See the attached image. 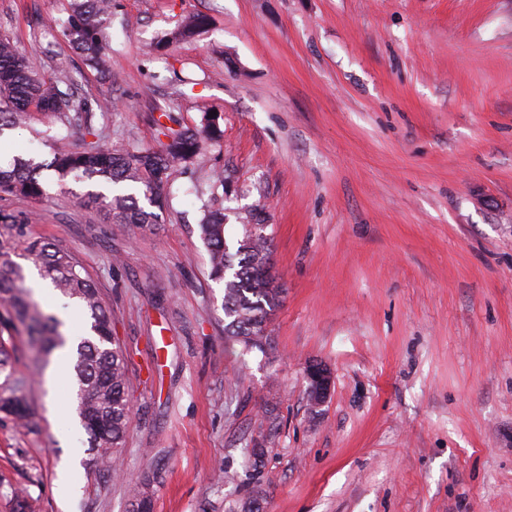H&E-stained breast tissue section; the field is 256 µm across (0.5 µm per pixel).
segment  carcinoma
<instances>
[{
    "label": "carcinoma",
    "mask_w": 512,
    "mask_h": 512,
    "mask_svg": "<svg viewBox=\"0 0 512 512\" xmlns=\"http://www.w3.org/2000/svg\"><path fill=\"white\" fill-rule=\"evenodd\" d=\"M112 0H69L67 17L54 20L55 27L80 52L87 66L104 79H112L109 57ZM210 25V18L193 12L171 31L165 43L191 38ZM61 77L45 72L36 60L23 54L17 43L0 35V136L20 126L30 127L41 117L52 118L64 127L85 114L108 104L101 100L76 98L60 88ZM167 142L159 148L123 150L94 130V140L77 148L60 138L49 161L15 157L0 166V195L43 199L47 196L41 172L51 170L60 187L69 179L94 180L107 187L120 183L142 190L153 207L162 208L163 190L173 173L191 163L200 153L203 140L221 136L219 115L202 114L197 129L156 122ZM224 177L195 186L202 201L200 230L207 245L210 277L223 284L224 338L246 349L261 348L269 340L267 322L275 308L279 288L270 274V239L260 213L251 210L236 215L242 237L230 252L224 236L221 211L203 201L205 194ZM79 204L112 216L113 223L142 228L158 223V215L140 206L134 193L89 192ZM12 238L23 239L22 253L11 243L0 241V417L35 431L38 421L32 391L34 376H43L50 357L60 351L70 360L67 377L74 386L75 414L87 435L92 472L105 480L122 474L121 462L131 425L127 355L112 333V312L103 294L81 261L68 249L25 237L27 218L0 213ZM28 262L39 277L73 302L83 315V334L72 335L66 322L50 315L34 300L26 285ZM24 332L36 353L35 370H22L14 355V336ZM163 481L157 469L143 473L130 488L128 512H152L153 498Z\"/></svg>",
    "instance_id": "obj_1"
}]
</instances>
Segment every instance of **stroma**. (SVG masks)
I'll return each mask as SVG.
<instances>
[{"instance_id": "stroma-1", "label": "stroma", "mask_w": 512, "mask_h": 512, "mask_svg": "<svg viewBox=\"0 0 512 512\" xmlns=\"http://www.w3.org/2000/svg\"><path fill=\"white\" fill-rule=\"evenodd\" d=\"M66 5L0 0V34L119 108L13 131L0 160L50 159L89 124L155 147L165 111L217 112L223 138L133 234L78 206L92 181L0 200L105 293L133 408L125 480L82 465L60 500L58 464L87 443L49 366L40 431L0 421V473L36 512H126L156 465L153 512L255 494L263 512H512V0H112L108 83L52 28ZM197 11L206 32L161 46ZM213 168V207L267 226L281 294L261 351L224 341L192 191ZM312 363L333 377L316 408Z\"/></svg>"}]
</instances>
